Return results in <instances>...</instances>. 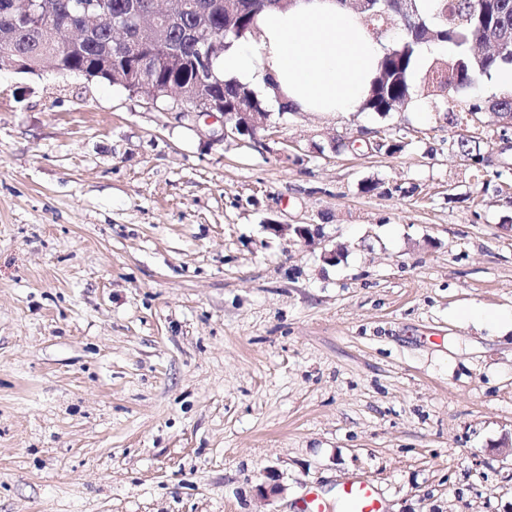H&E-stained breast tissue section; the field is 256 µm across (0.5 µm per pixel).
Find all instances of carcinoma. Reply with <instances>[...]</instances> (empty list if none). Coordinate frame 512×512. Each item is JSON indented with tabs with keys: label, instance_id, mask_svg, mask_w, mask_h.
Listing matches in <instances>:
<instances>
[{
	"label": "carcinoma",
	"instance_id": "1",
	"mask_svg": "<svg viewBox=\"0 0 512 512\" xmlns=\"http://www.w3.org/2000/svg\"><path fill=\"white\" fill-rule=\"evenodd\" d=\"M58 4L56 20L69 27L83 30L86 0H52ZM256 8L238 17L219 8L209 14L197 13L175 24L168 32V48L178 50L185 58L182 69L169 72L161 66L158 57L145 52L143 65L154 81L165 84L174 79L185 85L196 82L201 44L195 37L196 29L211 25L222 31L228 26L240 30L252 29L255 16L261 11L277 6L276 0H254ZM412 17L403 20L397 0H372L366 11V23L376 35H384L397 29L403 37L390 44V52L384 54L378 76L373 80L370 92L363 101L362 109L387 115L393 111L392 102L411 97V78L414 73L416 54L424 43H446L450 53L445 59H436L422 74L426 96L433 98L435 107L441 109L445 102L437 97V91L452 86L456 89L472 85L477 79L491 76L492 72L506 65L501 57H482L476 51L489 33L502 28L512 30V0H433L431 18L424 17L417 2H412ZM118 46L112 41L111 27L103 21L97 27L80 36L70 45L63 57L64 66L72 72H93V77L109 82L114 76L99 68L108 55L115 56ZM13 55L26 59L35 66L58 56L55 42L24 16H5L0 12V55ZM224 98L228 106L240 101L250 107H261L263 102L248 87L239 83H224ZM512 110V98L485 97L475 93L467 108L447 111L448 123L461 128L455 143V152L470 160L469 168L481 173L486 168V148L483 139L468 135L472 120L485 112Z\"/></svg>",
	"mask_w": 512,
	"mask_h": 512
}]
</instances>
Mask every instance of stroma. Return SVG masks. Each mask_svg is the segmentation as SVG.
Segmentation results:
<instances>
[{
	"label": "stroma",
	"mask_w": 512,
	"mask_h": 512,
	"mask_svg": "<svg viewBox=\"0 0 512 512\" xmlns=\"http://www.w3.org/2000/svg\"><path fill=\"white\" fill-rule=\"evenodd\" d=\"M269 112L218 143L0 71V512H338L356 476L384 512H512V325L465 316L512 312L498 180L439 112Z\"/></svg>",
	"instance_id": "1"
}]
</instances>
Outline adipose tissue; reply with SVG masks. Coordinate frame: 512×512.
I'll use <instances>...</instances> for the list:
<instances>
[{
	"label": "adipose tissue",
	"instance_id": "adipose-tissue-1",
	"mask_svg": "<svg viewBox=\"0 0 512 512\" xmlns=\"http://www.w3.org/2000/svg\"><path fill=\"white\" fill-rule=\"evenodd\" d=\"M384 53L361 16L336 0H293L260 13L214 68L292 111L348 113L364 101Z\"/></svg>",
	"mask_w": 512,
	"mask_h": 512
}]
</instances>
